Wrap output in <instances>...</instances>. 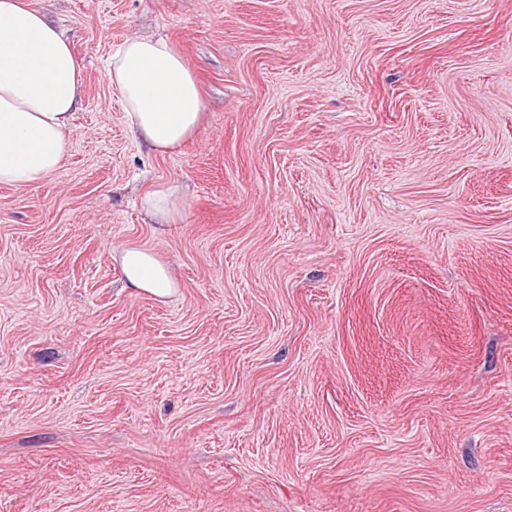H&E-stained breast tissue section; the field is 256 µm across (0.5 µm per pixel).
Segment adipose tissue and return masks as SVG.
<instances>
[{"mask_svg":"<svg viewBox=\"0 0 512 512\" xmlns=\"http://www.w3.org/2000/svg\"><path fill=\"white\" fill-rule=\"evenodd\" d=\"M109 75L132 133L151 151L177 150L197 130L202 103L193 73L167 41L126 39ZM84 96L81 64L63 31L30 0H0V184L34 185L63 164ZM127 287L162 299L177 282L147 248L117 253Z\"/></svg>","mask_w":512,"mask_h":512,"instance_id":"ef3b65f1","label":"adipose tissue"}]
</instances>
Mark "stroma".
Masks as SVG:
<instances>
[{
	"label": "stroma",
	"mask_w": 512,
	"mask_h": 512,
	"mask_svg": "<svg viewBox=\"0 0 512 512\" xmlns=\"http://www.w3.org/2000/svg\"><path fill=\"white\" fill-rule=\"evenodd\" d=\"M31 2L85 94L0 185V512H512V0ZM133 35L201 89L166 155ZM109 75L129 128L151 151H175L197 130L202 117L197 83L167 41L126 39L110 59ZM143 210L162 221L174 219L179 212L177 190L173 186H161L142 199ZM124 281L129 288L157 299L171 295L177 282L170 266L147 248L128 246L117 252Z\"/></svg>",
	"instance_id": "stroma-1"
}]
</instances>
